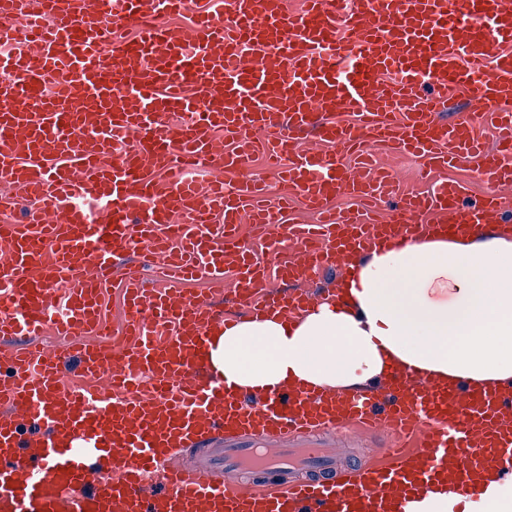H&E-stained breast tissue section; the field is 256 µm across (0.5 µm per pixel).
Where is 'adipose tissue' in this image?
Wrapping results in <instances>:
<instances>
[{"label": "adipose tissue", "instance_id": "obj_1", "mask_svg": "<svg viewBox=\"0 0 512 512\" xmlns=\"http://www.w3.org/2000/svg\"><path fill=\"white\" fill-rule=\"evenodd\" d=\"M346 306L322 302L294 321L242 320L214 331L215 371L251 392L281 385L347 390L390 369L439 381L512 384V231L405 237L358 262ZM475 499L422 490L403 512H512V474L484 471Z\"/></svg>", "mask_w": 512, "mask_h": 512}]
</instances>
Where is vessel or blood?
I'll list each match as a JSON object with an SVG mask.
<instances>
[{"label": "vessel or blood", "instance_id": "vessel-or-blood-1", "mask_svg": "<svg viewBox=\"0 0 512 512\" xmlns=\"http://www.w3.org/2000/svg\"><path fill=\"white\" fill-rule=\"evenodd\" d=\"M190 9L192 26L169 23ZM21 38L27 52L0 56V209L14 215L0 224V512H402L433 483L465 495L486 468L512 473V386L395 370L352 393H252L209 359L223 308L142 275L220 280L231 268L248 317L292 319L315 302L308 280L333 272L340 300L381 239L468 235L503 217L512 0H351L341 21L335 0L296 14L282 0H0V42ZM375 143L432 171L469 162L488 189L468 206L444 181L376 219L394 182L372 164ZM259 151L283 185L275 206L249 169ZM200 163L215 172L207 187L179 179ZM292 193L318 223H285ZM342 195L358 208L332 209ZM424 213L438 223L417 224ZM246 222L299 242L276 277L243 243ZM111 283L129 300L117 330L102 314ZM49 325L81 348L39 344ZM67 369L78 388H62ZM353 428L414 448L337 472L326 438ZM261 434L288 445L246 447Z\"/></svg>", "mask_w": 512, "mask_h": 512}]
</instances>
